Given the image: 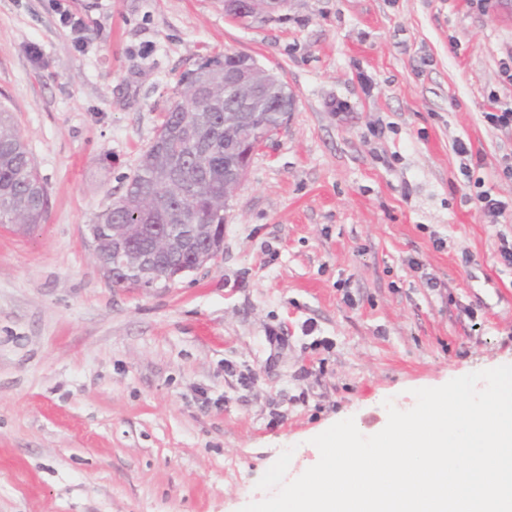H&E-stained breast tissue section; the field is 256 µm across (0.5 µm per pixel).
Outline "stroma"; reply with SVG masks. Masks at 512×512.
Returning a JSON list of instances; mask_svg holds the SVG:
<instances>
[{
	"label": "stroma",
	"mask_w": 512,
	"mask_h": 512,
	"mask_svg": "<svg viewBox=\"0 0 512 512\" xmlns=\"http://www.w3.org/2000/svg\"><path fill=\"white\" fill-rule=\"evenodd\" d=\"M246 54L296 98L223 253L113 286L87 226L120 197L186 71ZM512 0H0V104L46 185L0 224V512H240L286 448L512 359ZM481 152L462 173L456 140ZM506 202L476 208L474 179ZM288 4V0H225L224 10L244 19L269 17ZM483 118L496 130L512 131V106L500 105L495 96L489 98V110L483 112Z\"/></svg>",
	"instance_id": "35a3bbf8"
}]
</instances>
